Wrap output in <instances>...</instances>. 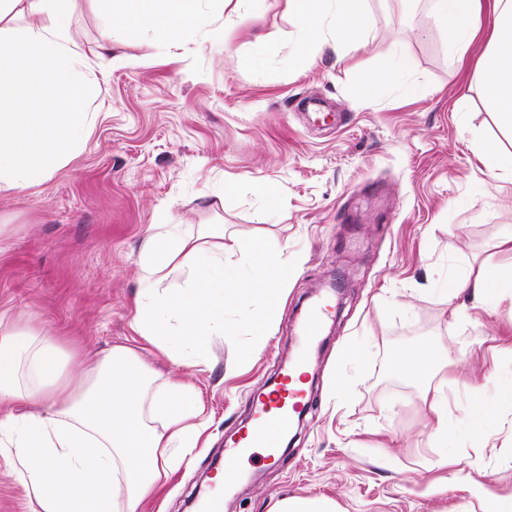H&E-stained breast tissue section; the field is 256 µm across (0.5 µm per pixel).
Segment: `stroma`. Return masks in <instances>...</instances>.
Instances as JSON below:
<instances>
[{"label": "stroma", "instance_id": "35a3bbf8", "mask_svg": "<svg viewBox=\"0 0 512 512\" xmlns=\"http://www.w3.org/2000/svg\"><path fill=\"white\" fill-rule=\"evenodd\" d=\"M431 0H369L354 53L305 44L288 0H230L185 39L147 27L115 29L113 65L98 72L97 114L82 152L40 184L0 192V324L82 352L140 351L155 388L191 385L206 430L188 463L160 482L143 512L189 503L249 422L253 397L284 366L303 305L332 275L349 288L318 344L309 410L275 465L250 475L224 512H273L284 497L336 512H489L512 496V403L497 401L484 439L462 430L474 398L512 381V288L484 303L458 292L466 273L512 265L496 250L512 231V171L489 172L474 143L512 129L484 100L480 31L457 62L431 19ZM103 0H75L71 29L87 57L100 42ZM406 62L398 84L358 94L369 76ZM277 197L269 209L268 197ZM154 224L223 234L226 271L266 277L256 246L288 255L278 323L262 346L250 332L211 336L202 369H177L130 328L139 258ZM447 350L441 370L393 372L395 351ZM355 349L359 358H346ZM448 414V441L430 435L425 394ZM0 512H39L0 453Z\"/></svg>", "mask_w": 512, "mask_h": 512}]
</instances>
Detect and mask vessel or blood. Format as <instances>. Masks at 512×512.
Wrapping results in <instances>:
<instances>
[{
  "instance_id": "obj_1",
  "label": "vessel or blood",
  "mask_w": 512,
  "mask_h": 512,
  "mask_svg": "<svg viewBox=\"0 0 512 512\" xmlns=\"http://www.w3.org/2000/svg\"><path fill=\"white\" fill-rule=\"evenodd\" d=\"M328 309L317 305L306 317L301 328V358H309L315 344L323 317ZM289 370H282L273 380L272 387L263 400L256 402L252 410L253 427L250 434L240 437L224 450L225 466L222 470L223 486L211 490L196 504L197 512H224L223 487L233 486L240 476L237 459L249 448L265 449L269 456H276L284 438L292 431L295 418L308 405L301 391L291 386Z\"/></svg>"
}]
</instances>
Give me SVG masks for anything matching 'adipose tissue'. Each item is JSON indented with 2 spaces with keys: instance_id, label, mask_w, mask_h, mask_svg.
Segmentation results:
<instances>
[{
  "instance_id": "adipose-tissue-1",
  "label": "adipose tissue",
  "mask_w": 512,
  "mask_h": 512,
  "mask_svg": "<svg viewBox=\"0 0 512 512\" xmlns=\"http://www.w3.org/2000/svg\"><path fill=\"white\" fill-rule=\"evenodd\" d=\"M74 0H0V191L46 180L81 151L96 114L94 70L112 55L115 27L134 23L176 42L199 22L196 0H107L96 62L70 31ZM305 39L363 47L368 0H292ZM434 24L465 61L490 16V49L479 61L483 94L501 125L512 128V0H433ZM46 16L15 25L23 12ZM132 329L178 368L206 364L208 338L238 336L229 320L240 294L224 271V237L214 241L160 224L140 257ZM182 284L167 287L172 275ZM140 354L117 345L89 360L78 381L63 376L58 341L34 331L0 332V447L12 449L17 478L39 512H141L160 479L168 449L190 453L202 425L193 391L172 382L152 391ZM37 402L36 413L12 404Z\"/></svg>"
}]
</instances>
